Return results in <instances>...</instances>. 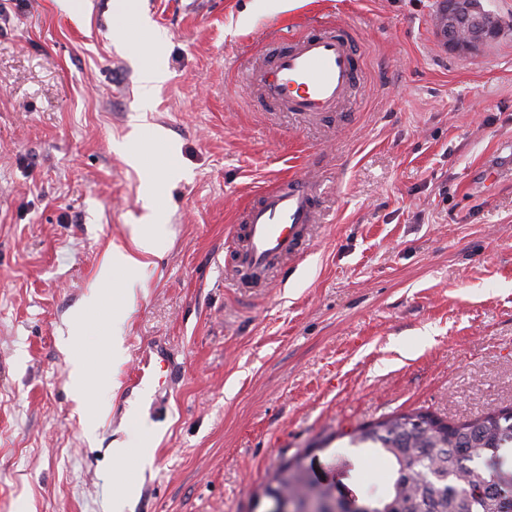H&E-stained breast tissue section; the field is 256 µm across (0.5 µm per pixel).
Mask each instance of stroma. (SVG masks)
Masks as SVG:
<instances>
[{
    "label": "stroma",
    "mask_w": 512,
    "mask_h": 512,
    "mask_svg": "<svg viewBox=\"0 0 512 512\" xmlns=\"http://www.w3.org/2000/svg\"><path fill=\"white\" fill-rule=\"evenodd\" d=\"M482 4L501 35L462 54L439 0H86L77 20L0 0V512H113L123 492V512H266L299 452L321 481L383 495L390 462L347 432L512 406V176L495 173L512 164V0ZM331 24L351 29L365 86L314 119L258 106L244 74L278 27ZM148 63L168 79L145 98ZM307 171L323 215L307 256L286 285H227L247 200ZM151 190L165 239L114 366L112 312L84 303L111 293L100 266ZM80 307L83 360L108 376L86 401L68 385ZM150 343L178 372L156 418L126 396ZM337 455L356 464L342 481Z\"/></svg>",
    "instance_id": "1"
}]
</instances>
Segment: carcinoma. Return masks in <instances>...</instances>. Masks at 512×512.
<instances>
[{
    "label": "carcinoma",
    "instance_id": "obj_1",
    "mask_svg": "<svg viewBox=\"0 0 512 512\" xmlns=\"http://www.w3.org/2000/svg\"><path fill=\"white\" fill-rule=\"evenodd\" d=\"M349 445L378 449L395 469L387 494L368 492L361 512H512V407L452 422L422 410L391 415L357 428ZM334 489L296 456L275 469L264 495L323 508Z\"/></svg>",
    "mask_w": 512,
    "mask_h": 512
}]
</instances>
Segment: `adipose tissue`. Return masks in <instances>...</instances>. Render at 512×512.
Listing matches in <instances>:
<instances>
[{
	"label": "adipose tissue",
	"instance_id": "obj_1",
	"mask_svg": "<svg viewBox=\"0 0 512 512\" xmlns=\"http://www.w3.org/2000/svg\"><path fill=\"white\" fill-rule=\"evenodd\" d=\"M162 238L161 225L146 219L134 225L132 229V249L113 246L105 255L98 273L99 280L109 282L113 280L116 273L120 272L124 275L123 282L113 290L112 294L106 295L95 290L86 299V304L90 307H99L107 303L112 306L113 336L105 346V358L118 361L124 355L123 338L120 334L124 321L123 299L132 293L136 284L134 275L144 268L145 257L158 253Z\"/></svg>",
	"mask_w": 512,
	"mask_h": 512
}]
</instances>
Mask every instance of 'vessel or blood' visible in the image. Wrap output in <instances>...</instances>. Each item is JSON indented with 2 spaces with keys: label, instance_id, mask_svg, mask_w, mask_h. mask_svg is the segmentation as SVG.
<instances>
[{
  "label": "vessel or blood",
  "instance_id": "vessel-or-blood-1",
  "mask_svg": "<svg viewBox=\"0 0 512 512\" xmlns=\"http://www.w3.org/2000/svg\"><path fill=\"white\" fill-rule=\"evenodd\" d=\"M263 106L315 118L338 106L365 82L361 54L347 26L291 36L249 76ZM321 218L318 195L305 176L286 178L262 191L243 210L231 236L234 260L225 274L238 288L263 286L269 274L285 278L288 265L309 248ZM146 346L129 382L152 385L162 371Z\"/></svg>",
  "mask_w": 512,
  "mask_h": 512
}]
</instances>
